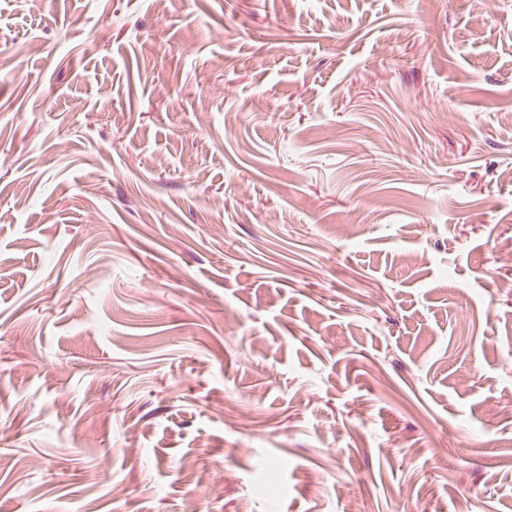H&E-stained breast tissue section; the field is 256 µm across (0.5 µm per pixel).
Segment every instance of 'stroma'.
<instances>
[{
	"label": "stroma",
	"mask_w": 512,
	"mask_h": 512,
	"mask_svg": "<svg viewBox=\"0 0 512 512\" xmlns=\"http://www.w3.org/2000/svg\"><path fill=\"white\" fill-rule=\"evenodd\" d=\"M0 512H512V0H0Z\"/></svg>",
	"instance_id": "obj_1"
}]
</instances>
